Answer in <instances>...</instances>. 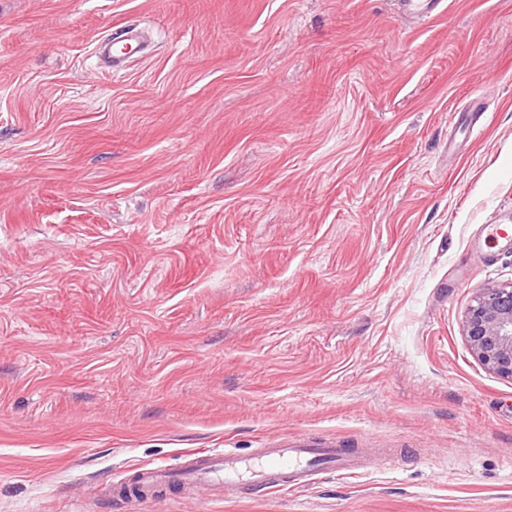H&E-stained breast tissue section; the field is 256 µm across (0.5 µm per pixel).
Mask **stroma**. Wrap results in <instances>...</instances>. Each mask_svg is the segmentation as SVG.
Instances as JSON below:
<instances>
[{
	"label": "stroma",
	"mask_w": 512,
	"mask_h": 512,
	"mask_svg": "<svg viewBox=\"0 0 512 512\" xmlns=\"http://www.w3.org/2000/svg\"><path fill=\"white\" fill-rule=\"evenodd\" d=\"M496 221L512 0H0V512L283 438L399 462L131 512H512V380L463 335ZM404 13L416 17H430L438 13L444 5V0H397ZM443 9H446L444 7ZM145 46L138 29L127 28L100 40L96 44L95 55L105 69L115 73L127 67L132 62L131 57L142 53Z\"/></svg>",
	"instance_id": "35a3bbf8"
}]
</instances>
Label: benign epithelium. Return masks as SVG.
I'll return each instance as SVG.
<instances>
[{
	"label": "benign epithelium",
	"mask_w": 512,
	"mask_h": 512,
	"mask_svg": "<svg viewBox=\"0 0 512 512\" xmlns=\"http://www.w3.org/2000/svg\"><path fill=\"white\" fill-rule=\"evenodd\" d=\"M464 331L484 368L512 380V286L480 289L468 309Z\"/></svg>",
	"instance_id": "benign-epithelium-1"
}]
</instances>
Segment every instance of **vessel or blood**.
I'll return each mask as SVG.
<instances>
[{"instance_id":"vessel-or-blood-1","label":"vessel or blood","mask_w":512,"mask_h":512,"mask_svg":"<svg viewBox=\"0 0 512 512\" xmlns=\"http://www.w3.org/2000/svg\"><path fill=\"white\" fill-rule=\"evenodd\" d=\"M404 13L429 17L438 13L444 0H399ZM145 43L138 29L128 28L101 40L95 47L99 63L116 72L128 66L133 55L142 53ZM181 470L166 466L140 467L134 484L116 480V498L131 499L136 489L162 490L176 485L216 486L225 499L234 500L239 490L247 489L258 498L298 490L312 483L320 469L326 468L345 478H355L367 468L368 449L339 448L335 444L311 445L282 441L257 449L248 457L229 450L195 448L185 452Z\"/></svg>"}]
</instances>
